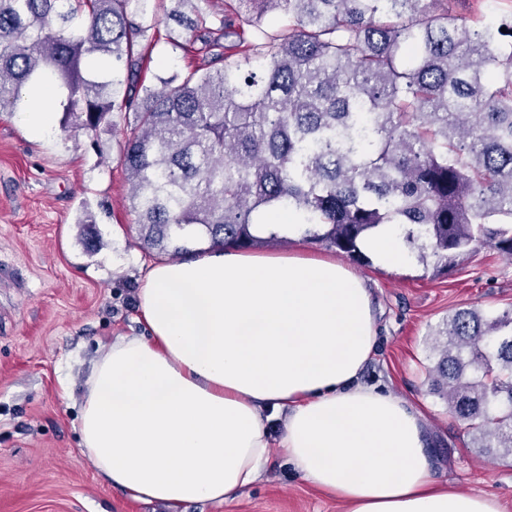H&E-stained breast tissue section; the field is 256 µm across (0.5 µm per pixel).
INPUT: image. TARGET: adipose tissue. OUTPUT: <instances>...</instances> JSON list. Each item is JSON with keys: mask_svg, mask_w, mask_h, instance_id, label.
<instances>
[{"mask_svg": "<svg viewBox=\"0 0 512 512\" xmlns=\"http://www.w3.org/2000/svg\"><path fill=\"white\" fill-rule=\"evenodd\" d=\"M51 88L28 93L31 133L54 128ZM149 337L119 336L80 399V449L102 480L174 508L229 502L273 448L349 512H500L440 488L422 413L361 385L376 344L370 292L332 258L218 251L161 261L138 295ZM284 411L271 443L265 409Z\"/></svg>", "mask_w": 512, "mask_h": 512, "instance_id": "1", "label": "adipose tissue"}]
</instances>
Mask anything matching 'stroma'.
I'll list each match as a JSON object with an SVG mask.
<instances>
[{"instance_id": "stroma-1", "label": "stroma", "mask_w": 512, "mask_h": 512, "mask_svg": "<svg viewBox=\"0 0 512 512\" xmlns=\"http://www.w3.org/2000/svg\"><path fill=\"white\" fill-rule=\"evenodd\" d=\"M172 21L148 31L141 78L203 65L195 34L172 48ZM135 123L116 112L97 133L62 127L34 137L17 112L0 111V512H165L105 483L79 451V398L100 348L143 336L138 293L162 253L145 251L121 164ZM366 279L378 329L361 380L415 405L427 425L439 485L494 497L512 512V459L477 456L463 426L430 389L428 334L455 308L512 306V260L483 246L464 264L436 270L409 260L387 268L341 258ZM179 512H348L306 483L281 450L261 477L227 503Z\"/></svg>"}]
</instances>
